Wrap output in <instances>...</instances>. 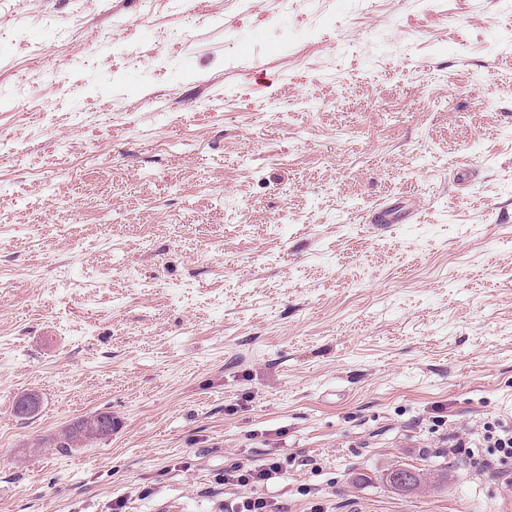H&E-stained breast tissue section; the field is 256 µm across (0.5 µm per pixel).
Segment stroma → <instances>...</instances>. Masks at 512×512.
I'll return each mask as SVG.
<instances>
[{
  "mask_svg": "<svg viewBox=\"0 0 512 512\" xmlns=\"http://www.w3.org/2000/svg\"><path fill=\"white\" fill-rule=\"evenodd\" d=\"M487 422L512 0H0V512H224L287 455L283 512H498L446 447ZM100 418L108 424L102 422ZM115 429V421H112V412L100 411L86 418L80 419L67 427L61 434L55 448L67 450L68 448H80L90 443L102 441L112 436ZM295 459L285 457L271 458L261 463L249 460L233 459L224 465L219 481L226 487H239L249 492L238 497L227 512H281L277 503L259 494L256 489L267 485L272 479L287 472Z\"/></svg>",
  "mask_w": 512,
  "mask_h": 512,
  "instance_id": "stroma-1",
  "label": "stroma"
}]
</instances>
